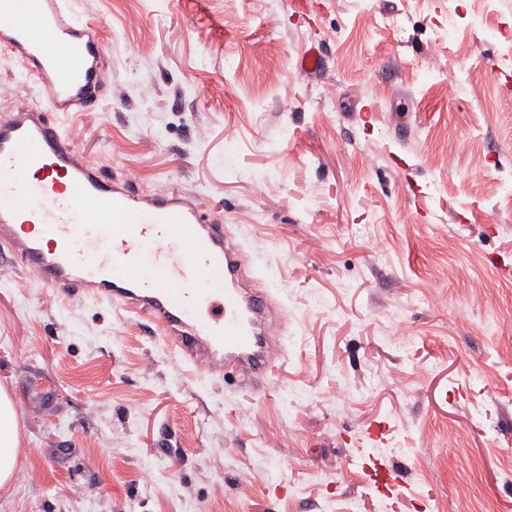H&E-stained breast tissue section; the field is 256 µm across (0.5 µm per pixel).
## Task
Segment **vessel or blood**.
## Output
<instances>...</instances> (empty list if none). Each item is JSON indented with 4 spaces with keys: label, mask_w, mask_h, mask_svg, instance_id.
Masks as SVG:
<instances>
[{
    "label": "vessel or blood",
    "mask_w": 512,
    "mask_h": 512,
    "mask_svg": "<svg viewBox=\"0 0 512 512\" xmlns=\"http://www.w3.org/2000/svg\"><path fill=\"white\" fill-rule=\"evenodd\" d=\"M0 50L21 61L47 106L0 114V257L52 297L152 317L201 374L264 390L282 343L266 290L244 285L241 246L199 197L112 180L47 117L100 99L97 28L68 0H0Z\"/></svg>",
    "instance_id": "b4317fda"
}]
</instances>
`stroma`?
<instances>
[{
	"label": "stroma",
	"instance_id": "obj_1",
	"mask_svg": "<svg viewBox=\"0 0 512 512\" xmlns=\"http://www.w3.org/2000/svg\"><path fill=\"white\" fill-rule=\"evenodd\" d=\"M71 7L108 87L60 124L106 173L222 218L283 357L261 392L213 380L149 318L0 264V389L23 408L0 512H512V0ZM1 83L0 114L42 107L0 50ZM375 452L400 493L354 464Z\"/></svg>",
	"mask_w": 512,
	"mask_h": 512
}]
</instances>
